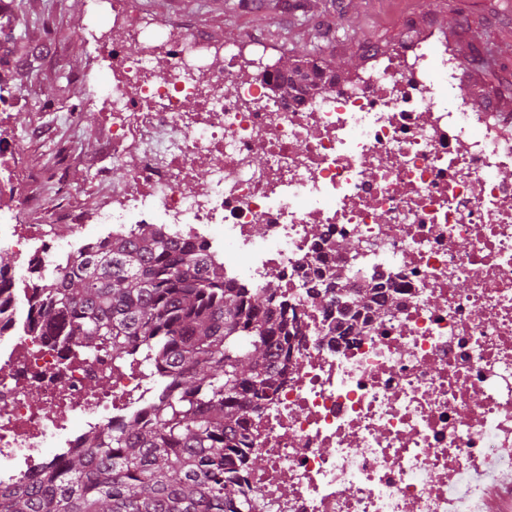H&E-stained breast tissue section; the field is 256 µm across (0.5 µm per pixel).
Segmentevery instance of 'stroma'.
Listing matches in <instances>:
<instances>
[{"instance_id": "1", "label": "stroma", "mask_w": 512, "mask_h": 512, "mask_svg": "<svg viewBox=\"0 0 512 512\" xmlns=\"http://www.w3.org/2000/svg\"><path fill=\"white\" fill-rule=\"evenodd\" d=\"M134 0L156 25L190 24L205 39H264L266 61L306 60L314 46L329 69L350 78L369 68L375 55L403 47L405 39L429 33L447 38L464 58L485 49L507 59L506 69L490 73L464 70L461 83L475 85L490 112H512V0ZM20 29L28 30L24 52L0 45V87L19 90L10 125L21 144L18 180L41 172L54 154L71 147L68 179L74 200L93 208L102 189L92 175L102 160L105 133L97 127L73 132L64 119L78 100L92 98L108 72L76 26L85 0H18Z\"/></svg>"}]
</instances>
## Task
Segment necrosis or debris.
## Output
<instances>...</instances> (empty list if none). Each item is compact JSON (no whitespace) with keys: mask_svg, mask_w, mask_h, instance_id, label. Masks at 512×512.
I'll list each match as a JSON object with an SVG mask.
<instances>
[{"mask_svg":"<svg viewBox=\"0 0 512 512\" xmlns=\"http://www.w3.org/2000/svg\"><path fill=\"white\" fill-rule=\"evenodd\" d=\"M77 32L110 72L87 115L69 117L106 132L99 207H51L15 181L17 95L0 97V248L18 290L0 332V484L28 483L43 448L81 449L150 401L144 370L64 358L59 337L32 331L23 288L80 251L57 224L96 225L102 241L155 224L204 245L226 283L274 286L303 329L283 384L241 431L262 460L241 475L244 512H480L488 475L512 468L503 113L474 111L461 63L419 41L299 103L256 38L153 29L131 0H87ZM21 209L31 223H17ZM340 267L349 296L373 277L390 300L360 315L357 336H337L323 293Z\"/></svg>","mask_w":512,"mask_h":512,"instance_id":"obj_1","label":"necrosis or debris"}]
</instances>
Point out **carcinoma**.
I'll return each mask as SVG.
<instances>
[{
	"instance_id": "1",
	"label": "carcinoma",
	"mask_w": 512,
	"mask_h": 512,
	"mask_svg": "<svg viewBox=\"0 0 512 512\" xmlns=\"http://www.w3.org/2000/svg\"><path fill=\"white\" fill-rule=\"evenodd\" d=\"M317 65L279 69L290 96L315 82ZM13 260L0 259V314L11 302ZM32 289L33 329L68 350L148 363L154 400L84 450L57 458L28 486L0 487V512H241L237 474L258 465L241 447L244 415L271 400L288 361L287 304L272 288H233L203 247L176 245L155 224L90 243ZM351 306L378 313L388 299L366 286Z\"/></svg>"
}]
</instances>
